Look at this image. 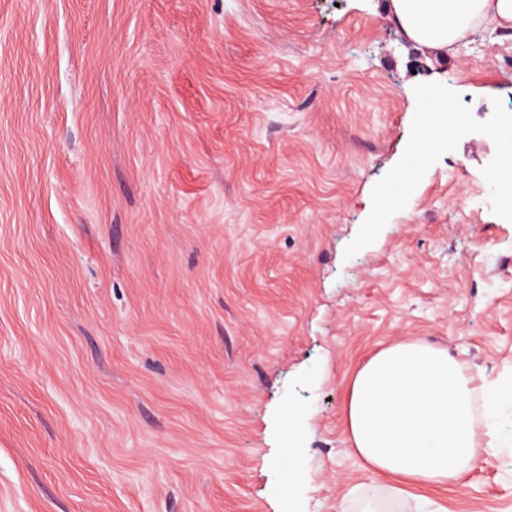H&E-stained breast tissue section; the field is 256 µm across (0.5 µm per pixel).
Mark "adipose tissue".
Returning a JSON list of instances; mask_svg holds the SVG:
<instances>
[{"instance_id":"1","label":"adipose tissue","mask_w":512,"mask_h":512,"mask_svg":"<svg viewBox=\"0 0 512 512\" xmlns=\"http://www.w3.org/2000/svg\"><path fill=\"white\" fill-rule=\"evenodd\" d=\"M386 12L417 51L445 57L484 23L512 29V0H387ZM477 387L446 349L392 344L356 371L346 403L354 449L372 472L430 488L457 484L494 427L477 432Z\"/></svg>"}]
</instances>
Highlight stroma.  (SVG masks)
Segmentation results:
<instances>
[{
  "mask_svg": "<svg viewBox=\"0 0 512 512\" xmlns=\"http://www.w3.org/2000/svg\"><path fill=\"white\" fill-rule=\"evenodd\" d=\"M418 57L384 0H0V512H512L511 397L448 489L347 433L402 340L512 383V31Z\"/></svg>",
  "mask_w": 512,
  "mask_h": 512,
  "instance_id": "35a3bbf8",
  "label": "stroma"
}]
</instances>
